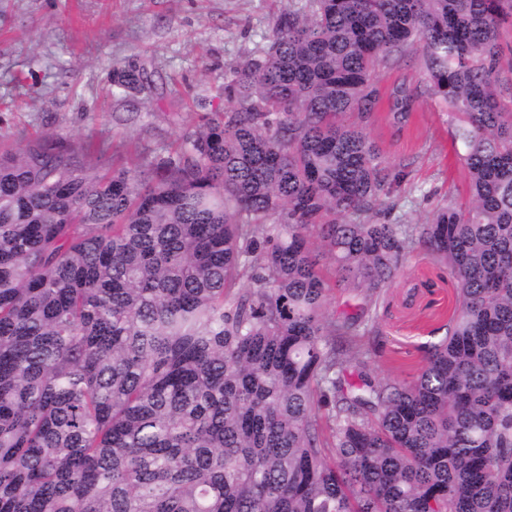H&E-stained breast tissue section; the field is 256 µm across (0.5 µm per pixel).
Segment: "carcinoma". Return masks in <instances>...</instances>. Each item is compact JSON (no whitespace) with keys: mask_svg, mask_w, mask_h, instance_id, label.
I'll return each mask as SVG.
<instances>
[{"mask_svg":"<svg viewBox=\"0 0 512 512\" xmlns=\"http://www.w3.org/2000/svg\"><path fill=\"white\" fill-rule=\"evenodd\" d=\"M506 24L512 0H308L166 156L1 145L0 512H512ZM413 49L393 126L426 86L470 193L391 224L402 170L346 116ZM146 80L113 66L115 95ZM419 247L455 307L415 376L378 378L362 339ZM333 288L357 303L330 317Z\"/></svg>","mask_w":512,"mask_h":512,"instance_id":"1","label":"carcinoma"}]
</instances>
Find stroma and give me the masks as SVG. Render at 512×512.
<instances>
[{"mask_svg":"<svg viewBox=\"0 0 512 512\" xmlns=\"http://www.w3.org/2000/svg\"><path fill=\"white\" fill-rule=\"evenodd\" d=\"M306 0H0V141L25 145L50 136L87 161L131 167L177 148L206 112L227 109L224 70L254 54L285 7ZM137 59L143 91L112 93V65ZM365 128L383 157L404 167L390 223L424 224L464 201L469 181L452 146L448 114L423 94L402 132L378 112ZM457 291L424 249L407 256L378 311L377 376H412L421 346L446 318Z\"/></svg>","mask_w":512,"mask_h":512,"instance_id":"1","label":"stroma"}]
</instances>
